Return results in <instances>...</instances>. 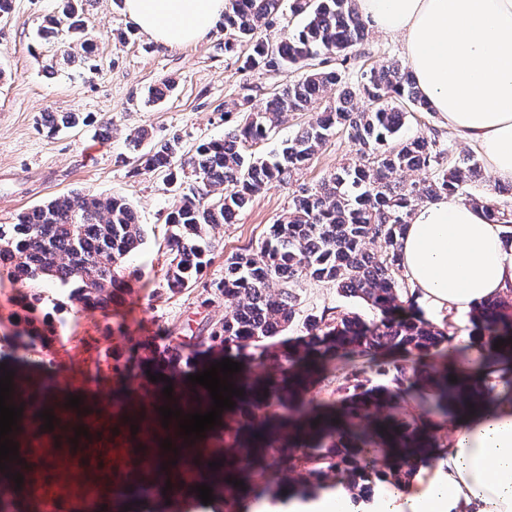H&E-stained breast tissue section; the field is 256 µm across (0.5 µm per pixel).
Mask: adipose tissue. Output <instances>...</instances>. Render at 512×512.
I'll list each match as a JSON object with an SVG mask.
<instances>
[{
	"instance_id": "ef3b65f1",
	"label": "adipose tissue",
	"mask_w": 512,
	"mask_h": 512,
	"mask_svg": "<svg viewBox=\"0 0 512 512\" xmlns=\"http://www.w3.org/2000/svg\"><path fill=\"white\" fill-rule=\"evenodd\" d=\"M378 31L403 38L417 86L441 122L473 145L493 178L512 182V0H355ZM156 43L204 38L224 0H124ZM401 265L429 303L459 312L512 293L502 228L456 198L413 211ZM483 376L488 401L450 417L436 461L406 486L377 483L360 512H512V387L500 364Z\"/></svg>"
}]
</instances>
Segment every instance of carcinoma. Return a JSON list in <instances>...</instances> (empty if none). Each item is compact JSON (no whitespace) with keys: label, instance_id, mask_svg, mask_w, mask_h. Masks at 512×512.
<instances>
[{"label":"carcinoma","instance_id":"cac0c4a2","mask_svg":"<svg viewBox=\"0 0 512 512\" xmlns=\"http://www.w3.org/2000/svg\"><path fill=\"white\" fill-rule=\"evenodd\" d=\"M59 2L42 29L46 41L65 36L55 62L46 65L51 73L77 54L91 59L83 20L88 0ZM354 2L291 0L288 9L303 24L271 44L257 31L277 23L283 0H224V52L247 46L243 70H292L301 72L300 78L274 90L262 109L253 107L248 93L226 104L225 114L240 112L241 121L224 138L201 143L192 153L183 151L177 137L150 142L140 153L148 131L127 136L137 152L136 172L163 173L170 180L188 173L194 180L165 219L164 281L178 291L190 288L209 264L217 248L212 231L233 223L253 196L274 183L296 182L338 133L359 145L356 160L340 164L313 187L299 186L288 213L270 225L257 247L224 256V278L212 284L229 311L201 328L195 346L216 343L247 363L272 366L228 378L243 390L232 397L234 407L224 416V424H236L234 443L209 456L221 463L224 512H240L244 492H254L259 501L271 483L280 485L285 478L301 493L314 495L340 476L354 499H368L381 479L382 452L395 459L393 481L406 484L415 476V462L435 447L434 426L447 421L449 405L476 404L486 391L478 369L470 382L448 376V362L466 357L468 350L453 326L398 314L414 309L417 296L398 279L401 240L412 211L446 195L463 196L482 208L504 227V241L511 243L512 205L501 196L511 193L512 185L473 194L467 185L481 172L473 155H454L436 130L429 136L404 134L408 114L431 111L408 68H372L351 85L348 62L368 36V23ZM332 90L335 99L324 102ZM357 91L368 101L362 112L351 104ZM290 112L315 117L279 151L256 152L254 147ZM82 121L77 112H49L43 126L53 135ZM417 170L425 172L424 179L400 177ZM145 236V225L125 198L73 192L18 214L12 224H0V267L17 280L73 285L70 298L109 313L128 288L125 260ZM301 279L335 285L341 295L379 312L380 321L369 324L327 308L306 317L305 335L296 344L274 343L296 320L294 285ZM470 322L468 338L480 343L484 358L512 351V296L480 301ZM500 339L503 345L494 347ZM315 382L331 388V401L302 396ZM410 398L417 401L418 413L403 422L395 411ZM240 448L249 449L243 462L237 461ZM235 480L243 485H234ZM160 487H166V478L159 471L129 485V494L114 498L117 512Z\"/></svg>","mask_w":512,"mask_h":512}]
</instances>
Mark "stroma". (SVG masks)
<instances>
[{"label":"stroma","mask_w":512,"mask_h":512,"mask_svg":"<svg viewBox=\"0 0 512 512\" xmlns=\"http://www.w3.org/2000/svg\"><path fill=\"white\" fill-rule=\"evenodd\" d=\"M56 7L57 0H14L8 20L0 21V224L78 190L125 198L145 224L147 236L127 259L136 275L132 292L119 307L126 316L120 326L111 315L70 300L69 289L50 280L34 287L43 302L38 311L27 312L17 297L32 287L12 282L0 269V335L16 330L23 334L15 352L0 351V364L23 378L29 392L46 395L57 406L69 391L83 389L91 410L85 428L93 436L101 411L111 410L113 399L140 397V383L157 361L192 341L202 324L223 319L224 299L214 294L211 284L224 276L225 254L257 246L269 224L287 212L293 194L284 185L256 195L235 223L215 229L219 248L197 286L171 292L162 286L168 257L165 216L183 190L163 175H136L117 164L116 156L128 151L127 134L143 127L154 138L176 136L185 149H193L199 142L223 138L224 104L238 98L243 86L251 87L258 106L292 75L283 70L242 71L241 60L225 53L224 33L217 27L177 48L143 34L115 45L113 30L130 27V19L119 0H91L85 21L94 39L92 64L77 62L50 76L45 58L32 55L29 47ZM404 60L401 37L373 29L355 68ZM167 80L174 87L163 101L144 106L147 88ZM46 112H84L91 123L50 135L41 124ZM356 153L346 135L333 136L303 171L301 183L317 184ZM296 292L302 317L330 307L368 322L379 318L365 302L341 296L329 283L303 280ZM45 320L53 335H28L30 325ZM223 357V349L203 345L191 361L181 362L153 387L172 386L171 401L179 403L191 387V370L209 369Z\"/></svg>","instance_id":"1"}]
</instances>
